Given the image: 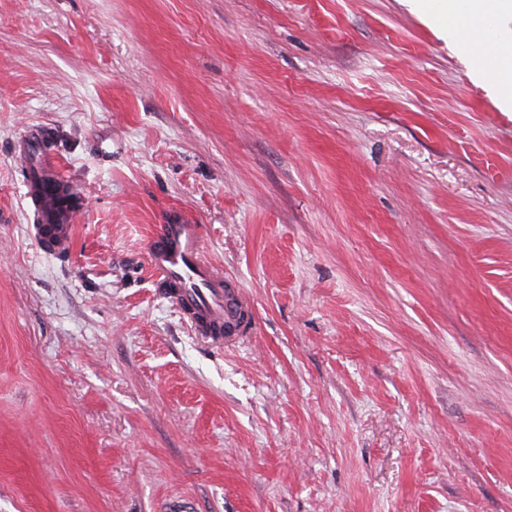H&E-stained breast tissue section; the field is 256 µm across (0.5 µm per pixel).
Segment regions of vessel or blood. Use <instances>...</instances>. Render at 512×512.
Instances as JSON below:
<instances>
[{
    "label": "vessel or blood",
    "mask_w": 512,
    "mask_h": 512,
    "mask_svg": "<svg viewBox=\"0 0 512 512\" xmlns=\"http://www.w3.org/2000/svg\"><path fill=\"white\" fill-rule=\"evenodd\" d=\"M72 234V213L65 206L54 223L33 227L34 238L47 253L67 251ZM203 240L202 225L172 210L149 236L147 253L159 293L178 306L199 336L220 346L250 333L251 314L240 290L205 257Z\"/></svg>",
    "instance_id": "1"
}]
</instances>
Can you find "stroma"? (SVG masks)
I'll return each mask as SVG.
<instances>
[{
  "label": "stroma",
  "mask_w": 512,
  "mask_h": 512,
  "mask_svg": "<svg viewBox=\"0 0 512 512\" xmlns=\"http://www.w3.org/2000/svg\"><path fill=\"white\" fill-rule=\"evenodd\" d=\"M172 209L249 337L157 292ZM0 512H512L492 80L404 0H0ZM72 212L63 205L56 213V224H33V236L42 251L46 253H62L70 248L73 227Z\"/></svg>",
  "instance_id": "stroma-1"
}]
</instances>
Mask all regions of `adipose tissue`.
I'll return each mask as SVG.
<instances>
[{
	"label": "adipose tissue",
	"instance_id": "1",
	"mask_svg": "<svg viewBox=\"0 0 512 512\" xmlns=\"http://www.w3.org/2000/svg\"><path fill=\"white\" fill-rule=\"evenodd\" d=\"M411 6L461 53L483 59L501 106L512 110V0H411Z\"/></svg>",
	"mask_w": 512,
	"mask_h": 512
}]
</instances>
